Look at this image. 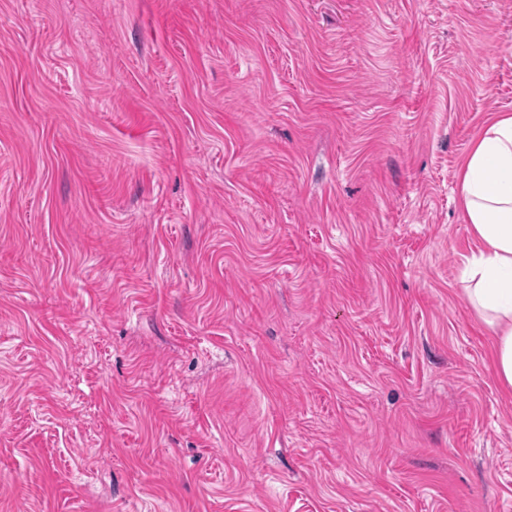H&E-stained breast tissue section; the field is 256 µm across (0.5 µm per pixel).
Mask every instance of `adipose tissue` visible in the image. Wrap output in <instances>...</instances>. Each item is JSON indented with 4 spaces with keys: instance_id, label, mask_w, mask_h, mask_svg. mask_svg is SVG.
Listing matches in <instances>:
<instances>
[{
    "instance_id": "obj_1",
    "label": "adipose tissue",
    "mask_w": 512,
    "mask_h": 512,
    "mask_svg": "<svg viewBox=\"0 0 512 512\" xmlns=\"http://www.w3.org/2000/svg\"><path fill=\"white\" fill-rule=\"evenodd\" d=\"M459 206L479 243L464 266V293L495 338L497 378L512 388V114L489 121L464 158Z\"/></svg>"
}]
</instances>
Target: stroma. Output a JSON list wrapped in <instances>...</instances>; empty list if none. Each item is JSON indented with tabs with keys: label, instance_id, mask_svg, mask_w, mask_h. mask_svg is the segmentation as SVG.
Instances as JSON below:
<instances>
[{
	"label": "stroma",
	"instance_id": "1",
	"mask_svg": "<svg viewBox=\"0 0 512 512\" xmlns=\"http://www.w3.org/2000/svg\"><path fill=\"white\" fill-rule=\"evenodd\" d=\"M505 112L512 0H0V512H512ZM459 206L479 243L466 260L463 290L495 336L496 376L512 388V114L489 121L464 158Z\"/></svg>",
	"mask_w": 512,
	"mask_h": 512
}]
</instances>
